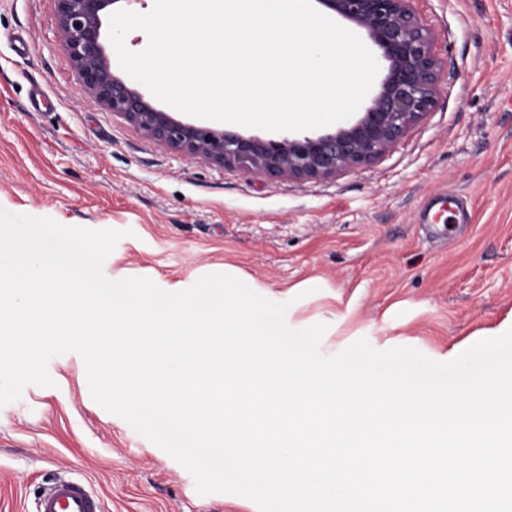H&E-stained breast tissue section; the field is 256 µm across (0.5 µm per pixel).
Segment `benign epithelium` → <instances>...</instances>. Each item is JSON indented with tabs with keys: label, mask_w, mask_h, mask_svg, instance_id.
Instances as JSON below:
<instances>
[{
	"label": "benign epithelium",
	"mask_w": 512,
	"mask_h": 512,
	"mask_svg": "<svg viewBox=\"0 0 512 512\" xmlns=\"http://www.w3.org/2000/svg\"><path fill=\"white\" fill-rule=\"evenodd\" d=\"M62 48L89 95L147 138L186 158L272 179H325L369 165L432 109L441 61L433 33L410 0H316L364 31L383 72L376 93L352 119L320 133L266 139L188 121L156 107L116 76L101 42L102 12L117 0H55Z\"/></svg>",
	"instance_id": "obj_1"
}]
</instances>
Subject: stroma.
<instances>
[{"label": "stroma", "instance_id": "1", "mask_svg": "<svg viewBox=\"0 0 512 512\" xmlns=\"http://www.w3.org/2000/svg\"><path fill=\"white\" fill-rule=\"evenodd\" d=\"M411 7L443 65L431 112L371 165L270 179L180 157L113 116L64 53L55 0H0V208L123 231L104 265L112 279L177 292L230 270L288 303L291 328L326 324L323 355L364 338L450 361L512 328V0ZM446 188L471 213L451 240L422 224ZM48 371L53 386L0 407V512H34L60 477L86 483L103 512H258L240 495L199 494L97 404L79 354Z\"/></svg>", "mask_w": 512, "mask_h": 512}]
</instances>
